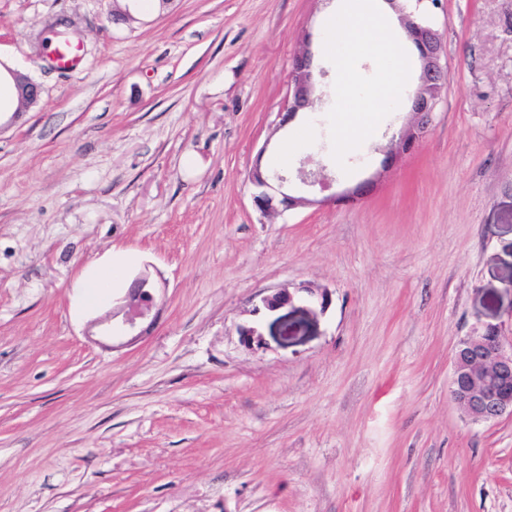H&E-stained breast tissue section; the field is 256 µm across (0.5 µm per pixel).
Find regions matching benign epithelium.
<instances>
[{"mask_svg":"<svg viewBox=\"0 0 512 512\" xmlns=\"http://www.w3.org/2000/svg\"><path fill=\"white\" fill-rule=\"evenodd\" d=\"M398 15L402 31L418 46L417 81L408 95L409 119L400 141L382 148L385 159L394 161L424 137L433 122L438 99L436 88L446 89L448 63L440 33L428 22L408 12L402 0H387ZM20 101L31 107L41 98V86L31 77L12 73ZM316 73L311 37L304 34L299 50L294 54L289 74L288 104L280 113L278 127L285 126L298 113L314 107ZM254 188L252 202L263 216H273L314 204V200L295 195L284 188L285 177H270L260 164H255L249 176ZM155 283L149 272L140 273L132 282L123 304L101 321L103 333L112 336L120 332L133 333L138 321L148 317L155 306ZM294 295L278 289L262 299L263 307L276 312L292 303ZM451 398L458 410L473 422L495 421L512 416V339L507 340L493 327L475 328L461 338L453 357Z\"/></svg>","mask_w":512,"mask_h":512,"instance_id":"benign-epithelium-1","label":"benign epithelium"}]
</instances>
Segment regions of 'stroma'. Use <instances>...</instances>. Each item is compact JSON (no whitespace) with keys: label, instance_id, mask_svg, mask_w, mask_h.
<instances>
[{"label":"stroma","instance_id":"obj_1","mask_svg":"<svg viewBox=\"0 0 512 512\" xmlns=\"http://www.w3.org/2000/svg\"><path fill=\"white\" fill-rule=\"evenodd\" d=\"M331 2L0 0V60L42 87L0 112V512H512V417L450 399L459 339L512 337V0L427 4L448 57L433 122L383 167L400 103L348 175ZM60 17L82 70L47 62ZM306 33L317 101L283 128ZM259 158L313 205L263 218ZM109 256L111 287H78ZM145 270L142 336L100 335ZM277 288L293 307L262 311Z\"/></svg>","mask_w":512,"mask_h":512}]
</instances>
